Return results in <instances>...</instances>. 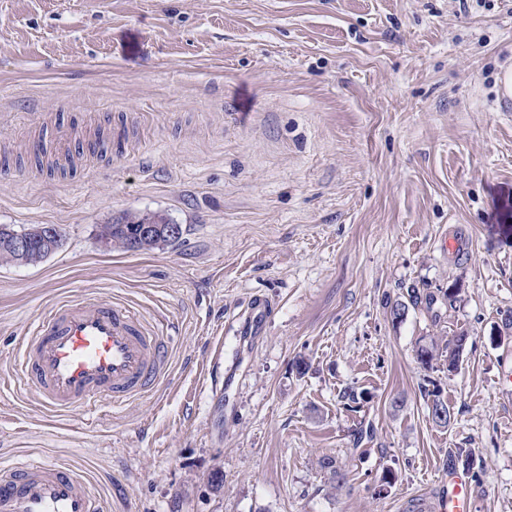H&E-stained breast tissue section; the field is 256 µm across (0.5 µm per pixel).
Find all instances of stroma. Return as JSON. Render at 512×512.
Returning a JSON list of instances; mask_svg holds the SVG:
<instances>
[{
  "label": "stroma",
  "mask_w": 512,
  "mask_h": 512,
  "mask_svg": "<svg viewBox=\"0 0 512 512\" xmlns=\"http://www.w3.org/2000/svg\"><path fill=\"white\" fill-rule=\"evenodd\" d=\"M510 67L512 0H0V155L66 167L0 176V225L64 238L0 263V463L73 465L109 512H434L468 448L471 512H512ZM143 211L181 240L100 243ZM70 300L157 325L149 393L56 413L20 383ZM463 330L456 372L418 360Z\"/></svg>",
  "instance_id": "1"
}]
</instances>
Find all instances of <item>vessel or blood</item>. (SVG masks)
I'll return each mask as SVG.
<instances>
[{
	"instance_id": "vessel-or-blood-1",
	"label": "vessel or blood",
	"mask_w": 512,
	"mask_h": 512,
	"mask_svg": "<svg viewBox=\"0 0 512 512\" xmlns=\"http://www.w3.org/2000/svg\"><path fill=\"white\" fill-rule=\"evenodd\" d=\"M162 336L126 306L73 301L40 316L20 349L19 377L52 410L121 404L150 390L166 366ZM455 480L440 512H465ZM0 512H103L77 469L18 461L0 469Z\"/></svg>"
}]
</instances>
